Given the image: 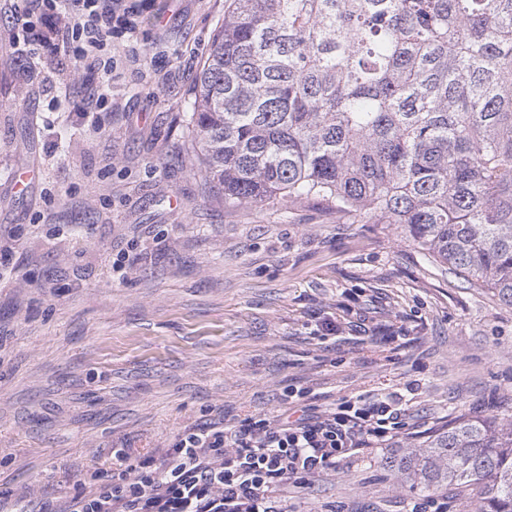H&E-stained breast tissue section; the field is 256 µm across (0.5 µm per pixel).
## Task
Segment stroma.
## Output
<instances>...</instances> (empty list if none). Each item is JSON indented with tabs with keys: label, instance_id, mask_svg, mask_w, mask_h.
I'll use <instances>...</instances> for the list:
<instances>
[{
	"label": "stroma",
	"instance_id": "stroma-1",
	"mask_svg": "<svg viewBox=\"0 0 512 512\" xmlns=\"http://www.w3.org/2000/svg\"><path fill=\"white\" fill-rule=\"evenodd\" d=\"M22 11L0 0V512H56L114 449L281 414L294 388L321 411L416 382L402 442L512 417V306L394 225L231 207L202 178L188 103L224 0H147L106 83L34 50ZM390 451L287 487L288 512H405Z\"/></svg>",
	"mask_w": 512,
	"mask_h": 512
}]
</instances>
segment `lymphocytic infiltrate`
I'll list each match as a JSON object with an SVG mask.
<instances>
[{
    "mask_svg": "<svg viewBox=\"0 0 512 512\" xmlns=\"http://www.w3.org/2000/svg\"><path fill=\"white\" fill-rule=\"evenodd\" d=\"M143 0H25L20 22L45 21L78 70L109 81L112 41L135 28ZM405 397L356 395L298 417L251 415L237 425L184 429L158 453L117 449L111 479L77 493L63 512H287L281 495L396 438Z\"/></svg>",
    "mask_w": 512,
    "mask_h": 512,
    "instance_id": "1",
    "label": "lymphocytic infiltrate"
}]
</instances>
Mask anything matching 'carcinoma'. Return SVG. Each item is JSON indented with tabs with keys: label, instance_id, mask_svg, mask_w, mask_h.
Segmentation results:
<instances>
[{
	"label": "carcinoma",
	"instance_id": "carcinoma-1",
	"mask_svg": "<svg viewBox=\"0 0 512 512\" xmlns=\"http://www.w3.org/2000/svg\"><path fill=\"white\" fill-rule=\"evenodd\" d=\"M189 111L225 203L397 224L512 306V0H224ZM384 464L415 497L512 512V419L460 420Z\"/></svg>",
	"mask_w": 512,
	"mask_h": 512
}]
</instances>
